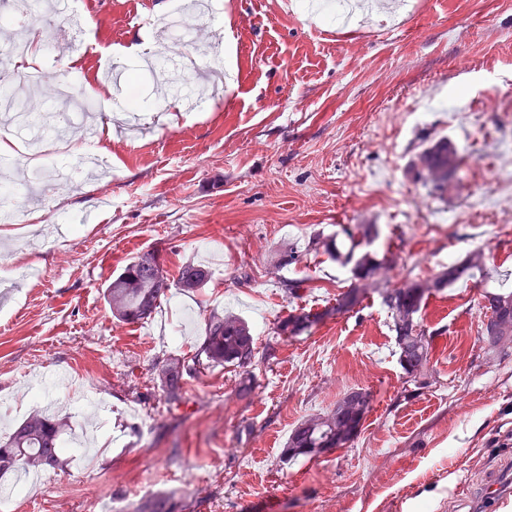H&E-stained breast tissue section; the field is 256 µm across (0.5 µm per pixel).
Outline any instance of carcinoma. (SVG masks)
I'll return each mask as SVG.
<instances>
[{
	"label": "carcinoma",
	"mask_w": 512,
	"mask_h": 512,
	"mask_svg": "<svg viewBox=\"0 0 512 512\" xmlns=\"http://www.w3.org/2000/svg\"><path fill=\"white\" fill-rule=\"evenodd\" d=\"M460 160L457 150L445 139H440L419 153L411 165L414 178L440 197L448 193L458 179ZM345 239L316 238L312 246L323 249L332 261L350 267L357 285L336 299L333 313L353 309L360 294L373 288L379 291L383 304L390 312L391 329L398 346L399 364L407 377L417 381L426 375L430 341L419 318L424 298L431 291H439L476 274L490 278L479 253L471 254L461 264H450L432 281H409L400 286L382 285L381 271L389 264L385 256L378 257L369 250L377 235L372 224H358L343 229ZM211 272L202 265L185 263L175 276L160 269V263L151 253L133 258L104 289V301L113 318L125 324H137L149 319L175 287L184 293L197 292L206 287ZM485 308L507 325L505 335L512 336V288L507 280L499 281V289L484 295ZM322 315L300 313L284 320L279 328L282 334H297L318 322ZM257 351L253 331L242 318L233 314L213 313L205 326V336L195 352L188 357L166 359L156 366L157 380L168 404L179 401L187 379L202 371L224 367L233 368L240 376L238 395L249 396L253 391L251 368ZM370 400L362 390L347 393L330 412L304 420L291 432L281 457L291 461L300 456H313L325 448H340L358 433L362 420L354 419L355 406ZM65 416H51L39 410L32 411L2 442H0V479L19 471H61L68 464L62 438L67 430Z\"/></svg>",
	"instance_id": "1"
}]
</instances>
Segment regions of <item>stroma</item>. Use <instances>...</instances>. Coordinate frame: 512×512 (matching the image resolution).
I'll return each instance as SVG.
<instances>
[{
  "mask_svg": "<svg viewBox=\"0 0 512 512\" xmlns=\"http://www.w3.org/2000/svg\"><path fill=\"white\" fill-rule=\"evenodd\" d=\"M172 2L86 0L79 17L41 19L86 34V48L43 63L81 89L109 167L69 184L35 166L33 194L18 192L0 234V437L29 413L28 389L52 378L43 407L69 416L72 439L91 435L51 484L0 479L23 485L16 512H142L156 499L169 512H495L485 491L512 476V340L482 336L491 283L465 278L426 299L419 385L379 293L330 314L354 280L308 244L372 224L390 283L434 279L476 251L512 274L501 232L512 226V0H343L334 22L323 0H212L224 26L193 22L190 46L138 20ZM218 39L200 109L163 106L175 76L146 58L133 67L137 131L110 112L99 81L126 49L195 57ZM442 137L462 166L436 198L410 166ZM34 209L45 223L27 221ZM292 248L299 261L280 266ZM146 252L212 277L194 294L171 290L147 322H118L103 290ZM214 311L252 326L254 391L239 397L233 370L217 367L168 405L154 366L193 354ZM302 311L321 319L279 334ZM87 389L98 404L83 409ZM358 389L371 403L352 442L282 461L298 423Z\"/></svg>",
  "mask_w": 512,
  "mask_h": 512,
  "instance_id": "35a3bbf8",
  "label": "stroma"
}]
</instances>
